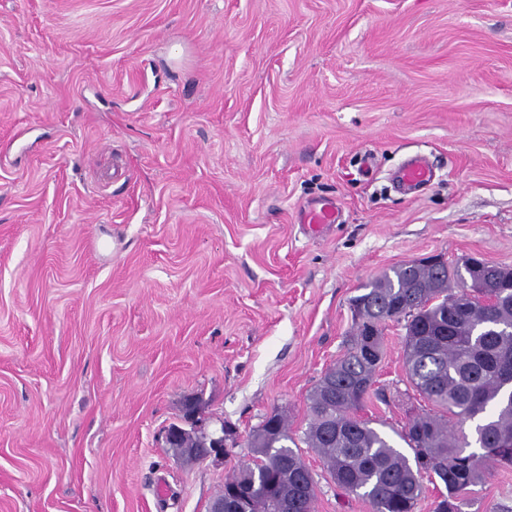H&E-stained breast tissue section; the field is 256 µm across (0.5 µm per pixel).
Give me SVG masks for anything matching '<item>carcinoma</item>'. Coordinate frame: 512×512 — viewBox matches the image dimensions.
<instances>
[{"label":"carcinoma","mask_w":512,"mask_h":512,"mask_svg":"<svg viewBox=\"0 0 512 512\" xmlns=\"http://www.w3.org/2000/svg\"><path fill=\"white\" fill-rule=\"evenodd\" d=\"M486 287L464 295V276ZM353 326L346 350L309 393L307 427L292 429L280 412L248 436L252 459L224 477L235 512H277L288 490L292 512H313L316 481L297 451L313 449L337 487L364 498L371 512H416L424 482L441 481L433 512H463L464 493L492 468L512 467V269L471 257L461 266L409 261L373 278L350 300ZM404 329V370L431 408L404 426L408 458L358 415L374 390L389 323ZM479 420V450L454 424Z\"/></svg>","instance_id":"obj_1"}]
</instances>
